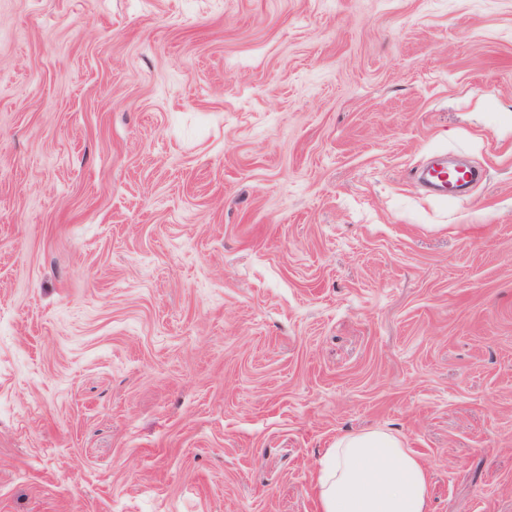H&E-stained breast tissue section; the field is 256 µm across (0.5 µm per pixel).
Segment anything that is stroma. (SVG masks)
Here are the masks:
<instances>
[{"instance_id":"obj_1","label":"stroma","mask_w":512,"mask_h":512,"mask_svg":"<svg viewBox=\"0 0 512 512\" xmlns=\"http://www.w3.org/2000/svg\"><path fill=\"white\" fill-rule=\"evenodd\" d=\"M373 429L512 512V0H0V512H319ZM474 177L475 175H472L469 170L465 173H454L448 176L447 167H434L428 172L429 182L441 188L445 193L454 191Z\"/></svg>"}]
</instances>
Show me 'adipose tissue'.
<instances>
[{
	"label": "adipose tissue",
	"instance_id": "adipose-tissue-1",
	"mask_svg": "<svg viewBox=\"0 0 512 512\" xmlns=\"http://www.w3.org/2000/svg\"><path fill=\"white\" fill-rule=\"evenodd\" d=\"M315 492L320 512H429L423 465L381 431L337 439L319 462Z\"/></svg>",
	"mask_w": 512,
	"mask_h": 512
}]
</instances>
